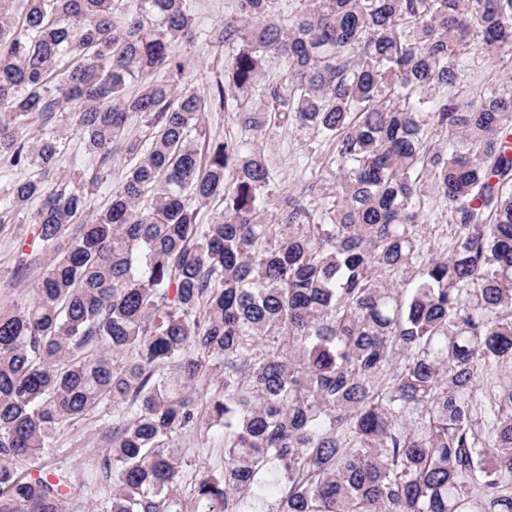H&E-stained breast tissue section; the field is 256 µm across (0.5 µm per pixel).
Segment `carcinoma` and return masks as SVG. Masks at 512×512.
Returning a JSON list of instances; mask_svg holds the SVG:
<instances>
[{"label":"carcinoma","instance_id":"obj_1","mask_svg":"<svg viewBox=\"0 0 512 512\" xmlns=\"http://www.w3.org/2000/svg\"><path fill=\"white\" fill-rule=\"evenodd\" d=\"M15 2L0 161L40 176L0 224L41 200L30 247L52 256L0 305V512H512V0H236L205 31L233 48L205 96L171 51L187 0ZM471 48L504 89L453 93ZM227 109L329 146L334 189L273 197L258 141L208 132ZM57 112L128 158L108 206L93 170L46 184L60 135L24 131ZM429 194L456 233L425 257ZM91 414L112 419L99 466L46 470ZM203 426L224 429L218 474L174 451Z\"/></svg>","mask_w":512,"mask_h":512}]
</instances>
